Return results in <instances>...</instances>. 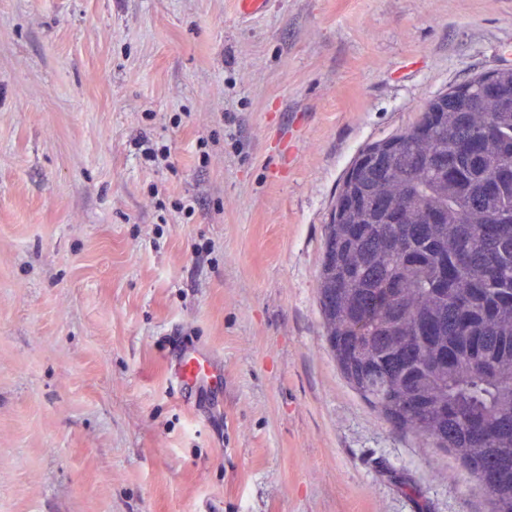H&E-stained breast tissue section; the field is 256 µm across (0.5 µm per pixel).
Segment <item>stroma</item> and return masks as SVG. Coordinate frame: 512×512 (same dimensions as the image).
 <instances>
[{
	"mask_svg": "<svg viewBox=\"0 0 512 512\" xmlns=\"http://www.w3.org/2000/svg\"><path fill=\"white\" fill-rule=\"evenodd\" d=\"M501 67L512 0H0V512H489L317 276L357 151ZM179 374L184 382L194 383L203 378H216L217 372L207 358L196 351L183 354L179 363Z\"/></svg>",
	"mask_w": 512,
	"mask_h": 512,
	"instance_id": "stroma-1",
	"label": "stroma"
}]
</instances>
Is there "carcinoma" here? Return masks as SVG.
<instances>
[{
  "instance_id": "cac0c4a2",
  "label": "carcinoma",
  "mask_w": 512,
  "mask_h": 512,
  "mask_svg": "<svg viewBox=\"0 0 512 512\" xmlns=\"http://www.w3.org/2000/svg\"><path fill=\"white\" fill-rule=\"evenodd\" d=\"M491 74L353 159L317 294L350 386L512 512V67Z\"/></svg>"
}]
</instances>
